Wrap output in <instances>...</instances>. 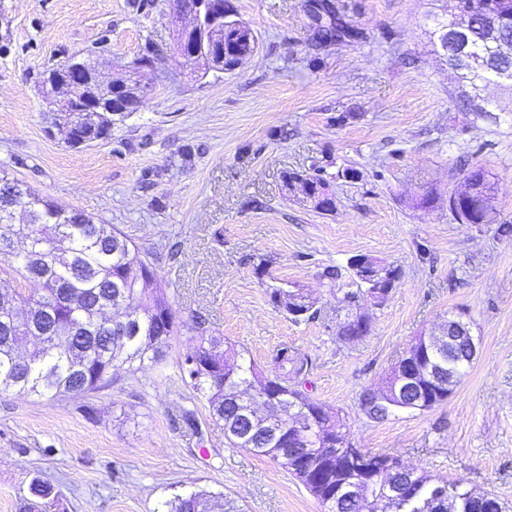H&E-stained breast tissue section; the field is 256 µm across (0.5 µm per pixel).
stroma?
Here are the masks:
<instances>
[{
  "label": "stroma",
  "instance_id": "1",
  "mask_svg": "<svg viewBox=\"0 0 512 512\" xmlns=\"http://www.w3.org/2000/svg\"><path fill=\"white\" fill-rule=\"evenodd\" d=\"M0 0V167L59 208L114 225L147 252L176 324L196 313L262 368L288 346L307 359V392L339 410L352 447L397 455L432 481L464 479L512 512V87L480 88L479 112L444 56L437 22L455 0H344L357 37L318 45L307 0H226L257 38L233 70L203 73L173 48L167 0ZM162 52L154 90L112 136L70 147L53 125L60 93L44 75L93 57L121 78L146 42ZM355 169L352 178L343 169ZM483 169L493 224H461L448 194ZM325 170L332 211L301 202L283 175ZM369 254L399 271L389 300L364 304L367 336L338 335L347 269ZM336 267L327 283L321 274ZM303 289L314 320L294 323L270 285ZM465 313L478 354L454 392L425 412L376 423L359 396L381 383L421 333ZM114 376L93 398L0 393V512H22L33 476L61 490L66 512H159L179 490L234 499L241 512H321L286 470L228 445L222 424L183 423L190 390L175 354Z\"/></svg>",
  "mask_w": 512,
  "mask_h": 512
}]
</instances>
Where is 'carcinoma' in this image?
I'll return each instance as SVG.
<instances>
[{
	"label": "carcinoma",
	"instance_id": "obj_1",
	"mask_svg": "<svg viewBox=\"0 0 512 512\" xmlns=\"http://www.w3.org/2000/svg\"><path fill=\"white\" fill-rule=\"evenodd\" d=\"M491 4L501 27L499 43L486 40L484 29L472 30V64L460 72V79L477 91L499 78L481 68L479 58L493 53L500 57V69L512 71V0H458V8L469 10ZM321 40L348 34L339 23V7L328 0L309 4ZM226 64H237L252 55L256 45L248 39L227 41ZM73 135L90 128L95 120L81 107L70 111ZM289 181L302 191L321 192L330 187L323 175L290 172ZM489 189L486 174L476 169L464 176L448 194V211L460 224H492L493 213L474 205L470 190ZM30 211L31 223H13L16 211ZM18 276L35 285L30 292L21 288L0 289V390L19 398L54 399L77 389L94 393L112 383L122 370L133 374L163 360L178 327L164 320L169 309L164 289L154 267L139 248L110 224H100L81 212H66L0 170V277ZM187 330L196 340L194 349L177 361L182 383L197 401H206L212 420L224 427V438L232 448L268 458L296 477L318 499L324 512H399V504L387 499L388 464L394 456L350 449L338 463L318 462L326 431L342 426L336 409L309 399L302 390L308 365L298 357L277 365L266 374L245 351L213 334L209 319L197 313ZM31 336L36 348L24 355L23 338ZM197 350L211 351V367L191 364ZM429 371L448 368V336L431 332L418 336L399 358ZM429 401L408 407L424 412L448 399V383L429 388ZM246 415L255 417L251 426L242 424ZM305 421L309 427L307 460L280 439V430ZM361 466L378 474L359 505L346 503L341 489L351 469ZM405 482L423 494L434 487L429 477L410 471ZM31 497L24 512H65L60 495L50 483L35 476L29 484ZM212 494L206 490L181 491L163 502L162 512H209Z\"/></svg>",
	"mask_w": 512,
	"mask_h": 512
}]
</instances>
